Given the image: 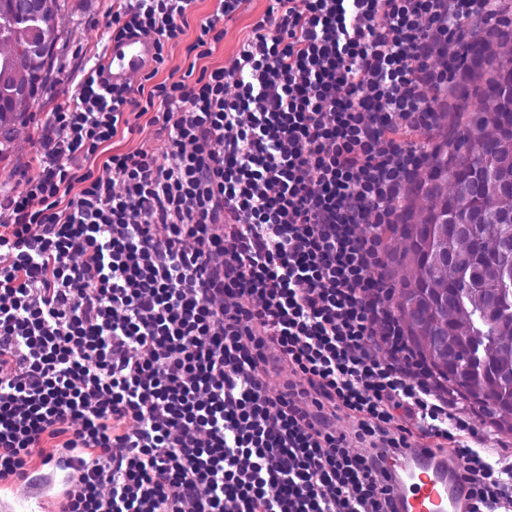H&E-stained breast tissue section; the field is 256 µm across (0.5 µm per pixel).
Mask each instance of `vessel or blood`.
Segmentation results:
<instances>
[{
	"label": "vessel or blood",
	"instance_id": "vessel-or-blood-1",
	"mask_svg": "<svg viewBox=\"0 0 512 512\" xmlns=\"http://www.w3.org/2000/svg\"><path fill=\"white\" fill-rule=\"evenodd\" d=\"M153 55L148 37L110 43L101 61L104 77L112 84L127 82L150 65ZM385 467L395 512H466L468 489L447 452L416 445L389 457Z\"/></svg>",
	"mask_w": 512,
	"mask_h": 512
}]
</instances>
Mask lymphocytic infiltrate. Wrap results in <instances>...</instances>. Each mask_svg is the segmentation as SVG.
<instances>
[{"mask_svg":"<svg viewBox=\"0 0 512 512\" xmlns=\"http://www.w3.org/2000/svg\"><path fill=\"white\" fill-rule=\"evenodd\" d=\"M196 2L116 0L106 35L164 64ZM242 2L201 20L197 58ZM500 7L268 0L230 66L148 88L81 67L0 196V480L52 442L62 512H390L384 462L414 427L469 512H512V460L404 342L389 245L432 94ZM127 114L158 149L105 155Z\"/></svg>","mask_w":512,"mask_h":512,"instance_id":"1","label":"lymphocytic infiltrate"}]
</instances>
